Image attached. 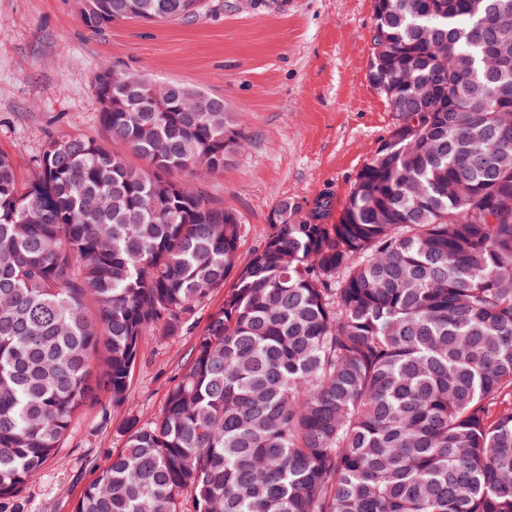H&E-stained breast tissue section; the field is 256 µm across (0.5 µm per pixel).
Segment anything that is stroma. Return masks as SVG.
Listing matches in <instances>:
<instances>
[{
  "label": "stroma",
  "instance_id": "1",
  "mask_svg": "<svg viewBox=\"0 0 512 512\" xmlns=\"http://www.w3.org/2000/svg\"><path fill=\"white\" fill-rule=\"evenodd\" d=\"M189 24L128 20L97 32L82 25L75 0H0V151L29 175L47 135L97 137L93 77L101 64L122 73L178 81L223 97L249 138L204 191L234 209L248 258L285 198L333 197L338 219L358 173L398 122L369 79L374 0H204ZM215 289L193 330L157 332L142 344L126 407L102 415L83 407L40 476L0 512H74L103 459L120 448L128 411L159 414L185 368L199 330L222 306Z\"/></svg>",
  "mask_w": 512,
  "mask_h": 512
}]
</instances>
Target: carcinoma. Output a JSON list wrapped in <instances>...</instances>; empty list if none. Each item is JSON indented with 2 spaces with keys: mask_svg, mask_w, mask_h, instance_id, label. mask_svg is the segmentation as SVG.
Segmentation results:
<instances>
[{
  "mask_svg": "<svg viewBox=\"0 0 512 512\" xmlns=\"http://www.w3.org/2000/svg\"><path fill=\"white\" fill-rule=\"evenodd\" d=\"M203 8L78 0L91 32ZM370 42L392 140L336 223L328 194L284 199L244 262L236 212L196 186L247 144L222 97H152L104 64L103 138L47 136L24 179L0 151V500L81 408L125 404L146 337L222 288L161 412L128 416L75 512H512V0H374Z\"/></svg>",
  "mask_w": 512,
  "mask_h": 512,
  "instance_id": "1",
  "label": "carcinoma"
}]
</instances>
